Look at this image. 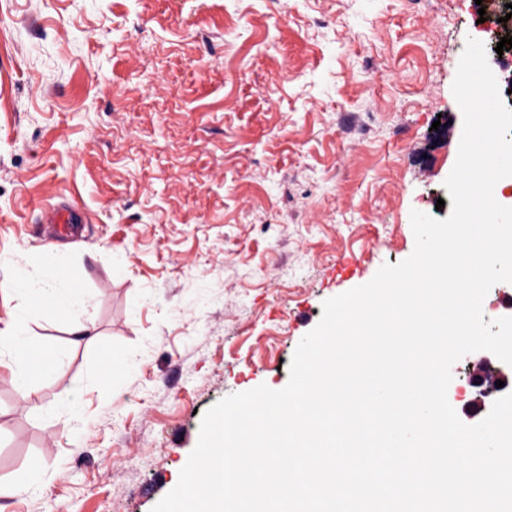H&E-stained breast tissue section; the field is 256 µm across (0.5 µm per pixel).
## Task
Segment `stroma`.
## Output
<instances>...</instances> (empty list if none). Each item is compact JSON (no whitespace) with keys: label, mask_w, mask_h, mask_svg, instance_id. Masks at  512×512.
Listing matches in <instances>:
<instances>
[{"label":"stroma","mask_w":512,"mask_h":512,"mask_svg":"<svg viewBox=\"0 0 512 512\" xmlns=\"http://www.w3.org/2000/svg\"><path fill=\"white\" fill-rule=\"evenodd\" d=\"M500 34L475 0H0V318L48 362L25 397L0 367V512H152L212 406L283 389L450 215L452 84ZM49 251L91 335L11 292Z\"/></svg>","instance_id":"35a3bbf8"}]
</instances>
